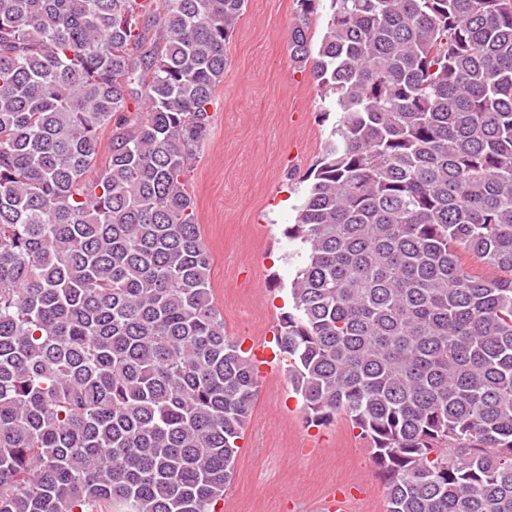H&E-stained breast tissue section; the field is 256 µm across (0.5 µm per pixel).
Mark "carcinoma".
Returning <instances> with one entry per match:
<instances>
[{
	"label": "carcinoma",
	"mask_w": 512,
	"mask_h": 512,
	"mask_svg": "<svg viewBox=\"0 0 512 512\" xmlns=\"http://www.w3.org/2000/svg\"><path fill=\"white\" fill-rule=\"evenodd\" d=\"M321 2L288 42L340 111L286 230L288 377L386 512H512V0H329L314 45ZM245 8L0 0V512L224 497L259 383L187 171Z\"/></svg>",
	"instance_id": "cac0c4a2"
}]
</instances>
